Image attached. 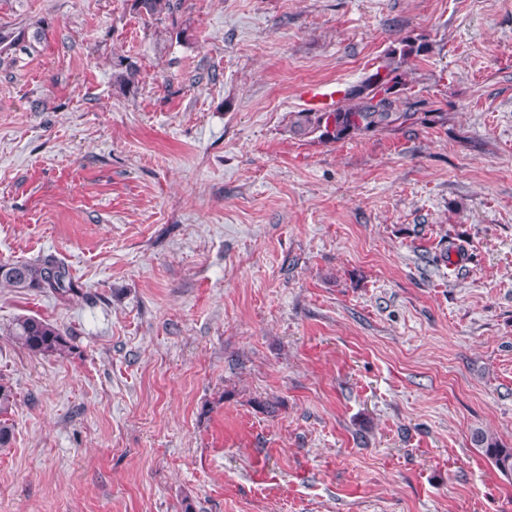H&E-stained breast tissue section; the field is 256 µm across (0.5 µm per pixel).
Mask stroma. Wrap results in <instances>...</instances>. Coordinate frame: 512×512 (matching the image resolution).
Here are the masks:
<instances>
[{
  "instance_id": "1",
  "label": "stroma",
  "mask_w": 512,
  "mask_h": 512,
  "mask_svg": "<svg viewBox=\"0 0 512 512\" xmlns=\"http://www.w3.org/2000/svg\"><path fill=\"white\" fill-rule=\"evenodd\" d=\"M0 29V260L76 288L0 287V512H512L471 441L512 448V0H0ZM407 37L425 116L291 130ZM181 0H132L133 10L145 20L162 21L173 16ZM0 286L16 292L49 291L61 296L74 292L65 264L53 256L27 262H0ZM9 336L28 354L36 357L62 356L75 350L70 333L36 316L18 317L9 330ZM15 405V395L10 385L0 378V447H7L13 437L8 416Z\"/></svg>"
}]
</instances>
